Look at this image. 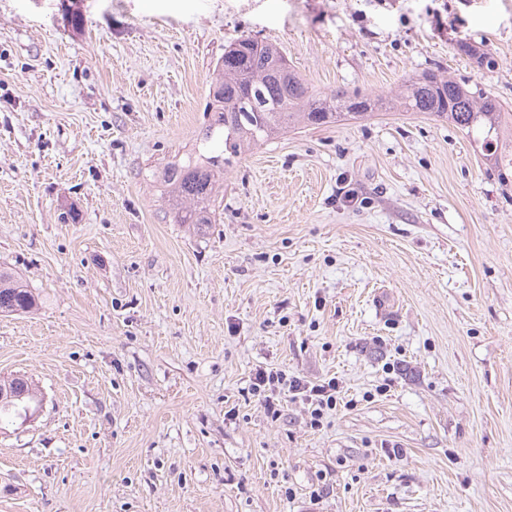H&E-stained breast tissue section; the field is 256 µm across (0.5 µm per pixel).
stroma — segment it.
<instances>
[{
    "instance_id": "stroma-1",
    "label": "stroma",
    "mask_w": 512,
    "mask_h": 512,
    "mask_svg": "<svg viewBox=\"0 0 512 512\" xmlns=\"http://www.w3.org/2000/svg\"><path fill=\"white\" fill-rule=\"evenodd\" d=\"M243 36L322 92L438 68L512 112V0H0V268L37 298L0 313V377L42 395L0 424V512H512V183L378 112L255 148L217 223H172L155 177ZM270 369L335 409L271 416ZM288 390L300 395L302 400L313 406L311 411L312 421L316 424L325 410H332L336 407V381L329 379L327 382L313 383L298 376H289L282 371L260 370L255 374L252 383L254 393L273 392L279 385H287Z\"/></svg>"
}]
</instances>
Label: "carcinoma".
Wrapping results in <instances>:
<instances>
[{
  "instance_id": "carcinoma-1",
  "label": "carcinoma",
  "mask_w": 512,
  "mask_h": 512,
  "mask_svg": "<svg viewBox=\"0 0 512 512\" xmlns=\"http://www.w3.org/2000/svg\"><path fill=\"white\" fill-rule=\"evenodd\" d=\"M458 50L478 67L492 70L495 57L488 51L461 43ZM423 112L447 120L470 135H481V148L495 161L501 182L512 180V142L502 140L503 125H512V113L482 88H471L428 69L382 94H364L338 87L329 94L315 91L288 65L277 45L241 37L224 49L214 69L209 92L211 121L203 133L206 142H218L221 151L203 150L173 160L160 170L159 183L175 224L202 231L217 223L219 189L224 171L243 154L278 138L301 124L327 125L363 119L376 110ZM36 306L32 291L14 275L0 269V312H28ZM39 404L33 381L25 396L0 402V421Z\"/></svg>"
}]
</instances>
